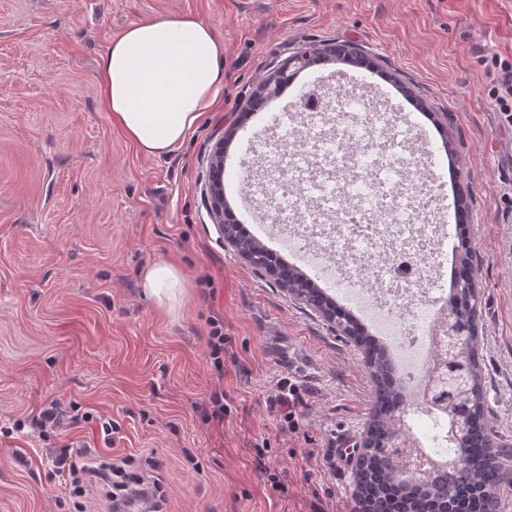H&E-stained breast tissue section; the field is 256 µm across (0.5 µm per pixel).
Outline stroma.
Returning <instances> with one entry per match:
<instances>
[{"mask_svg":"<svg viewBox=\"0 0 512 512\" xmlns=\"http://www.w3.org/2000/svg\"><path fill=\"white\" fill-rule=\"evenodd\" d=\"M184 13L224 41V103L150 158L103 111L97 61L128 25ZM343 41L395 72L428 115L373 71L307 68L236 127L227 160L248 161L249 176L225 198L245 224L246 202L264 207L271 118L313 87L367 99L392 136L447 131L449 150L439 137L405 140L434 161L409 194L444 224L432 170L459 171L470 190L479 353L494 441L512 457V129L485 65L512 56V0H0V512H74L53 464L62 448L84 461L152 458L164 512H353L355 466L332 454L359 445L369 418L362 355L225 242L209 193L213 147L251 91L293 55ZM162 261L185 278L173 308L142 292L141 271ZM283 378L304 398L293 433L271 406ZM52 402L64 413L55 432L15 429Z\"/></svg>","mask_w":512,"mask_h":512,"instance_id":"1","label":"stroma"}]
</instances>
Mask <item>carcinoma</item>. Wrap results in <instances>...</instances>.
<instances>
[{"label": "carcinoma", "instance_id": "1", "mask_svg": "<svg viewBox=\"0 0 512 512\" xmlns=\"http://www.w3.org/2000/svg\"><path fill=\"white\" fill-rule=\"evenodd\" d=\"M298 69L277 76L271 86L260 83L252 95L246 112L254 105H267L291 86ZM224 239L241 253L256 257L265 273L290 292H318L323 295L326 310L336 314V326L360 347L363 362L374 385L375 397L370 418L356 465L357 512H373L377 507L387 512H485L488 502L498 503L501 491L512 485L508 481L512 469L501 461V452L494 445L493 429L486 406V393L479 354V337L467 346L470 366L469 413L461 422L460 438L446 435L448 452L428 453L432 463L422 481L394 476L382 455V448L401 436L402 417L409 408L406 387L397 374L389 345L372 334L350 310L323 293L313 280L282 261L258 239L247 235L238 223L230 206L224 205ZM473 264V253L464 248L458 256L455 281L449 291L448 304L453 310L473 314L478 307V289L463 277Z\"/></svg>", "mask_w": 512, "mask_h": 512}]
</instances>
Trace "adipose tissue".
Wrapping results in <instances>:
<instances>
[{
    "label": "adipose tissue",
    "instance_id": "ef3b65f1",
    "mask_svg": "<svg viewBox=\"0 0 512 512\" xmlns=\"http://www.w3.org/2000/svg\"><path fill=\"white\" fill-rule=\"evenodd\" d=\"M104 111L146 156L161 158L195 129L224 92V41L202 18L181 14L134 23L111 40L97 63ZM145 294L176 304L182 278L171 264L147 267Z\"/></svg>",
    "mask_w": 512,
    "mask_h": 512
}]
</instances>
